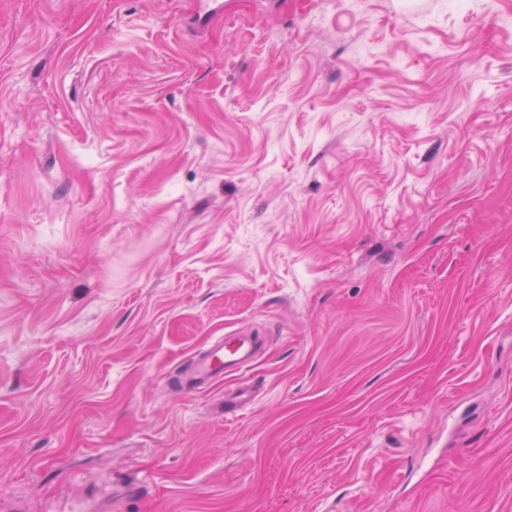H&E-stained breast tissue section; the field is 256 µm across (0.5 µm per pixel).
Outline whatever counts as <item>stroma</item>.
Masks as SVG:
<instances>
[{"instance_id":"stroma-1","label":"stroma","mask_w":512,"mask_h":512,"mask_svg":"<svg viewBox=\"0 0 512 512\" xmlns=\"http://www.w3.org/2000/svg\"><path fill=\"white\" fill-rule=\"evenodd\" d=\"M0 512H512V0H0ZM264 346L263 336H224L193 361L192 370L197 379H222L253 364Z\"/></svg>"}]
</instances>
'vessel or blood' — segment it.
Returning <instances> with one entry per match:
<instances>
[{"label":"vessel or blood","instance_id":"obj_1","mask_svg":"<svg viewBox=\"0 0 512 512\" xmlns=\"http://www.w3.org/2000/svg\"><path fill=\"white\" fill-rule=\"evenodd\" d=\"M265 346L261 336H227L215 342L204 355L197 357L192 370L200 379H220L253 364Z\"/></svg>","mask_w":512,"mask_h":512}]
</instances>
